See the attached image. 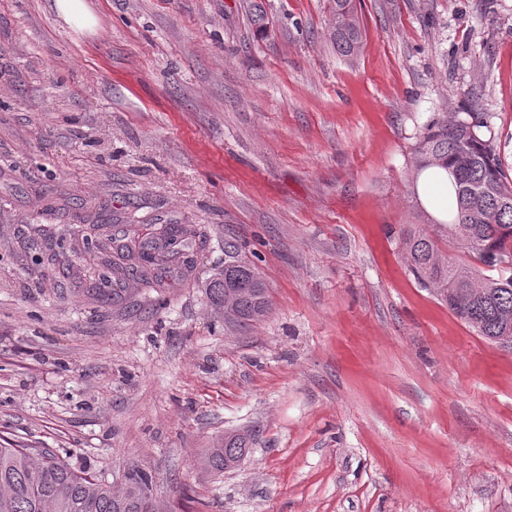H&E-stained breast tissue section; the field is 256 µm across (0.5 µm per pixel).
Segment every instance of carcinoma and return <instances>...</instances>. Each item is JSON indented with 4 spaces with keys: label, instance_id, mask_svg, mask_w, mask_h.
Returning a JSON list of instances; mask_svg holds the SVG:
<instances>
[{
    "label": "carcinoma",
    "instance_id": "1",
    "mask_svg": "<svg viewBox=\"0 0 512 512\" xmlns=\"http://www.w3.org/2000/svg\"><path fill=\"white\" fill-rule=\"evenodd\" d=\"M250 23L260 34L268 19L260 0H249ZM331 15L339 26L328 25L336 50L357 54L362 31L352 0H332ZM413 181L430 167L451 170L453 200L448 219L433 223V232H407L401 250L418 283L448 306V310L477 336L493 345L512 341V271L500 274L502 262L512 263V177L509 176L492 134L491 115L443 112L416 137L410 152ZM191 231L183 224H167L155 238L120 248L123 263L105 265L109 276L150 283L155 271L173 263L188 246ZM464 250L466 259L454 260L442 245ZM213 304L230 300L229 324L247 330L269 313L271 300L264 278L232 241L224 242V271L212 278ZM235 432L224 434V447L205 448L201 469L220 474L237 463L243 448L253 447ZM149 477L131 475L129 486L116 493L111 483L73 466L55 448H6L0 445V512H150Z\"/></svg>",
    "mask_w": 512,
    "mask_h": 512
}]
</instances>
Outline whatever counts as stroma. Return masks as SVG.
<instances>
[{
    "instance_id": "1",
    "label": "stroma",
    "mask_w": 512,
    "mask_h": 512,
    "mask_svg": "<svg viewBox=\"0 0 512 512\" xmlns=\"http://www.w3.org/2000/svg\"><path fill=\"white\" fill-rule=\"evenodd\" d=\"M0 0V445L57 448L165 512H512V351L409 272L428 229L407 160L442 112H488L512 167V0ZM191 226L193 267L91 280L113 239ZM233 239L268 316L205 281ZM253 432L221 474L198 454ZM85 0H54L53 8L64 22L81 30L93 31L97 19L90 11ZM332 19L328 23V35L336 50L345 56L357 54L362 46V31L359 18L351 0L331 1ZM341 17L340 26H333V18Z\"/></svg>"
}]
</instances>
